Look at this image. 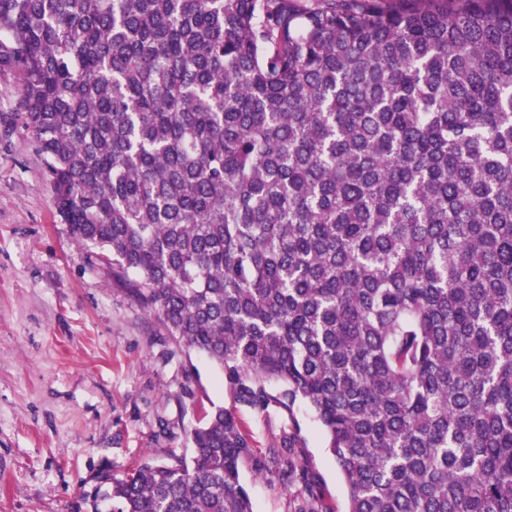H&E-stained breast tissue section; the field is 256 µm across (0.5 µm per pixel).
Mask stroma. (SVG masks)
<instances>
[{
    "label": "stroma",
    "mask_w": 512,
    "mask_h": 512,
    "mask_svg": "<svg viewBox=\"0 0 512 512\" xmlns=\"http://www.w3.org/2000/svg\"><path fill=\"white\" fill-rule=\"evenodd\" d=\"M20 88L19 72L0 65V512H86L92 471L189 453L191 429L218 407L250 437L241 471L253 512H345L346 486L308 407L234 402L221 367L72 241L19 119Z\"/></svg>",
    "instance_id": "35a3bbf8"
}]
</instances>
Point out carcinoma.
Here are the masks:
<instances>
[{
	"label": "carcinoma",
	"mask_w": 512,
	"mask_h": 512,
	"mask_svg": "<svg viewBox=\"0 0 512 512\" xmlns=\"http://www.w3.org/2000/svg\"><path fill=\"white\" fill-rule=\"evenodd\" d=\"M74 241L347 512H512V0H0ZM280 384L277 394L267 385ZM112 512H252L219 408Z\"/></svg>",
	"instance_id": "obj_1"
}]
</instances>
